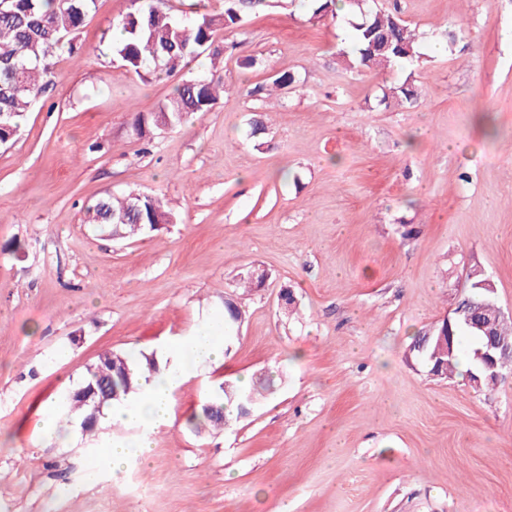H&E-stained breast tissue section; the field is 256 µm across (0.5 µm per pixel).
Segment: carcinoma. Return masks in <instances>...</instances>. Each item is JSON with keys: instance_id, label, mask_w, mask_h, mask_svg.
<instances>
[{"instance_id": "1", "label": "carcinoma", "mask_w": 512, "mask_h": 512, "mask_svg": "<svg viewBox=\"0 0 512 512\" xmlns=\"http://www.w3.org/2000/svg\"><path fill=\"white\" fill-rule=\"evenodd\" d=\"M294 0H224L220 14L193 11L194 17L181 21L164 9V0H132L133 10L118 27L122 35L113 47L124 66L136 73L160 75L170 73L166 66L167 50L181 56V66L200 54L203 46H211L219 28L231 27L244 21L252 12L264 9L287 10ZM94 0H0V139L10 142L19 132L26 112L48 87L53 75V57L62 41L74 35L89 12ZM336 0H309L308 21L329 19L337 22L349 16L351 28L348 44L341 52L345 68L376 70L387 67L418 66L426 62L420 50L419 35L403 21L395 7L386 9L375 0H344L346 10L335 9ZM227 87L221 77L192 76L182 80L173 94L157 111L144 117L136 115L134 128L142 131L148 126L174 128L189 113L208 112L218 102ZM421 97L414 80L406 78L384 92L381 102L412 106ZM129 192L121 199L99 200L89 208L90 224H110L121 221L123 237L146 232L152 224H168L172 214L164 208L156 194L144 193L141 200ZM139 203L140 210L132 212L131 205ZM453 350L437 343V333L425 334L413 344L414 351L437 376L450 375L458 369L461 345L471 340L480 348L485 337L479 336L464 324L452 323ZM159 365L152 356L135 358L127 353L100 357L89 369L82 385L68 397V414L81 418L83 431L92 433L98 427L103 407L114 402L130 401L140 395L143 384L157 373ZM256 394L227 381L225 386L208 393L200 407V419L222 428L233 417L242 416L239 402Z\"/></svg>"}]
</instances>
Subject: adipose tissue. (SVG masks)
I'll use <instances>...</instances> for the list:
<instances>
[{"label": "adipose tissue", "instance_id": "1", "mask_svg": "<svg viewBox=\"0 0 512 512\" xmlns=\"http://www.w3.org/2000/svg\"><path fill=\"white\" fill-rule=\"evenodd\" d=\"M224 358V323L217 320L198 328L192 335L164 349L159 361L160 372L134 401L111 405L105 422L144 427V434L133 440L112 443L100 448L96 460L85 472L88 482H98L102 468L122 470L130 455L148 462L152 442L149 431L169 426L170 396L188 378L190 367L203 368Z\"/></svg>", "mask_w": 512, "mask_h": 512}]
</instances>
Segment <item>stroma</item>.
I'll return each mask as SVG.
<instances>
[{"label":"stroma","mask_w":512,"mask_h":512,"mask_svg":"<svg viewBox=\"0 0 512 512\" xmlns=\"http://www.w3.org/2000/svg\"><path fill=\"white\" fill-rule=\"evenodd\" d=\"M399 6L427 56L415 107L380 102L405 70L346 71V28L303 6L218 30V59L153 77L103 38L132 0H96L0 145V512H512V373L480 390L471 346L445 379L412 349L470 269L512 313V0ZM215 67L230 90L210 112L133 133ZM133 190L173 222L125 240L86 224L87 205ZM250 269L267 278L243 297ZM228 297L243 320L224 360L175 392L148 464L87 483L98 448L133 432L71 427L68 393L101 354L158 355ZM268 378L246 416L196 432L206 393Z\"/></svg>","instance_id":"stroma-1"}]
</instances>
